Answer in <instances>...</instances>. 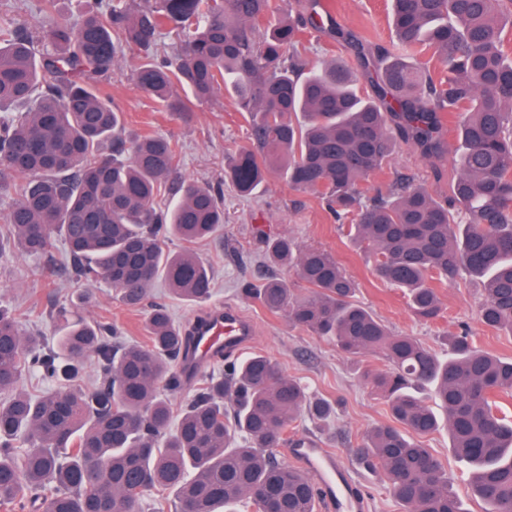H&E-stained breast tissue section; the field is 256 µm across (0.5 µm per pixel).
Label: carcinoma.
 <instances>
[{
    "label": "carcinoma",
    "instance_id": "carcinoma-1",
    "mask_svg": "<svg viewBox=\"0 0 512 512\" xmlns=\"http://www.w3.org/2000/svg\"><path fill=\"white\" fill-rule=\"evenodd\" d=\"M316 0L270 19V0H104L76 28L53 18L31 29L0 20V191L15 201L0 245L42 257L54 234L68 246L60 265L69 281L104 280L129 307L147 306L146 339L117 346L111 326L54 310L57 347L28 336L0 307V506L27 512H317L314 482L272 458L299 419L326 422L335 408L311 397L261 352L228 359L218 376L200 374L175 430L169 393L181 385L188 327L167 307L147 302L162 279L177 297L201 302L213 279L189 252L170 253L168 236L196 242L224 224V193L189 182L174 206L156 197L179 160L177 146L151 134L126 138L124 113L104 88L125 49L143 52L137 85L183 114L224 90L248 123L256 149L224 170L248 196L279 173L296 190L323 200L351 221L354 243L374 275L407 295L416 316L441 317L439 289L465 275L483 280L481 324L512 334V0H390L393 50L358 45L372 93H363L344 59L321 60L306 73V34L318 27ZM173 28L174 55L156 56L159 33ZM180 85L189 91L172 97ZM460 143L456 178L439 201L400 174L385 187L361 181L387 167L400 145L437 159L447 126ZM112 141V157L99 148ZM272 262L295 270L302 292L283 279L243 289L245 297L300 329L325 336L352 358L374 354L365 381L387 399L390 418L364 436L361 461L388 479L403 512H467L446 471L422 439L439 428L417 396L430 386L445 414L452 455L472 468L474 497L493 512H512V360L482 352L471 330L444 336L442 359L412 336L392 333L357 304L358 288L321 246L272 240ZM95 357L97 379L80 384ZM54 389L18 390L23 373Z\"/></svg>",
    "mask_w": 512,
    "mask_h": 512
}]
</instances>
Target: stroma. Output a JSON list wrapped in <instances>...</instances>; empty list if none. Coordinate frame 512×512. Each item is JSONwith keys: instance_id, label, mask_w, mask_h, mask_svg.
<instances>
[{"instance_id": "35a3bbf8", "label": "stroma", "mask_w": 512, "mask_h": 512, "mask_svg": "<svg viewBox=\"0 0 512 512\" xmlns=\"http://www.w3.org/2000/svg\"><path fill=\"white\" fill-rule=\"evenodd\" d=\"M333 17L344 28L379 45H389L388 0H327ZM336 55L344 58L354 72L363 64L354 48L339 39L335 31L323 28L307 36V57L311 61ZM140 61L137 51H126L120 67L108 79L114 102L123 111L128 137L156 134L176 143L179 164L164 184L157 203L167 207L176 200L177 185L184 180L200 184L221 185L224 191V224L211 237L193 244L177 238L166 240L173 253L192 252L205 263L213 275L210 304L236 306L256 325L252 350L277 361L287 375L300 380L311 396L329 400L336 409L328 422L298 420L293 436L317 440L332 449L347 467L367 502V512H402L389 491L382 472L365 468L359 461L363 437L373 426L389 419L387 403L359 376V365L385 369L376 356L363 357L354 363L335 342L312 335L273 316L242 295L246 284H258L270 277L298 287L296 275L274 264L267 256V240L291 236L303 247L324 246L333 251L346 272L358 284L355 300L379 316L397 334L418 338L432 350L442 353L444 332L458 324H468L477 347L512 359V335L485 328L479 321L482 300L480 282L464 278L457 285L442 289V317L433 321L418 319L411 312L400 290L379 279L372 264L348 234L346 225L336 223L325 204L316 195L288 187L278 176H271L250 197L238 194L224 180V167L240 149L249 147L247 123L231 99L217 94L197 102L187 115L169 112L134 80ZM406 173L422 183L434 197H445L454 175L450 161L431 168L420 152L401 146L391 164L371 174L367 185L377 187L391 182L396 174ZM67 246L55 238L45 257L15 254L0 262V305L24 309L22 329L32 336L57 341V324L51 306L67 305L80 316L109 323L118 334L119 343L144 341L145 311L125 306L102 281L81 288L65 283L57 268L67 258ZM426 445L448 473L453 491L463 500L467 512H483V504L471 492L469 466L457 461L449 452L447 430L427 437Z\"/></svg>"}]
</instances>
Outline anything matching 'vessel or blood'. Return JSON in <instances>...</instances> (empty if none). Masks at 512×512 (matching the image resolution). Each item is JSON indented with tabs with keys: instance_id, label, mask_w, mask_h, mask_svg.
<instances>
[{
	"instance_id": "b4317fda",
	"label": "vessel or blood",
	"mask_w": 512,
	"mask_h": 512,
	"mask_svg": "<svg viewBox=\"0 0 512 512\" xmlns=\"http://www.w3.org/2000/svg\"><path fill=\"white\" fill-rule=\"evenodd\" d=\"M256 334L253 321L232 305H215L193 320L195 352L189 369L205 367L225 355L241 353ZM287 458L310 476L328 512H365L364 497L347 468L316 440L298 437L285 450Z\"/></svg>"
}]
</instances>
